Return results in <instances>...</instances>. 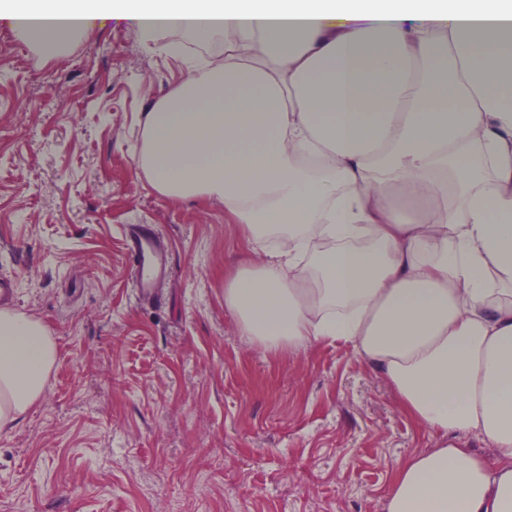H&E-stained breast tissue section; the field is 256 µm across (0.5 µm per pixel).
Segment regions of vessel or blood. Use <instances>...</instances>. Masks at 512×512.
I'll list each match as a JSON object with an SVG mask.
<instances>
[{
  "instance_id": "1",
  "label": "vessel or blood",
  "mask_w": 512,
  "mask_h": 512,
  "mask_svg": "<svg viewBox=\"0 0 512 512\" xmlns=\"http://www.w3.org/2000/svg\"><path fill=\"white\" fill-rule=\"evenodd\" d=\"M127 255L139 298L148 303L154 301L172 270L165 237L154 225H131L127 232Z\"/></svg>"
}]
</instances>
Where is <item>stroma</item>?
I'll return each instance as SVG.
<instances>
[{
  "instance_id": "obj_1",
  "label": "stroma",
  "mask_w": 512,
  "mask_h": 512,
  "mask_svg": "<svg viewBox=\"0 0 512 512\" xmlns=\"http://www.w3.org/2000/svg\"><path fill=\"white\" fill-rule=\"evenodd\" d=\"M0 50V275L58 348L43 401L0 432V512H383L396 463L437 438L348 346L243 340L224 307L242 225L135 170L143 112L223 54L117 18L59 53L0 27ZM131 224L170 248L155 304Z\"/></svg>"
}]
</instances>
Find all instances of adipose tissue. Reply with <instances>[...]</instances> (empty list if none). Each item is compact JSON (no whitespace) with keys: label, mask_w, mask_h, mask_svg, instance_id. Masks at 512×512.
I'll return each mask as SVG.
<instances>
[{"label":"adipose tissue","mask_w":512,"mask_h":512,"mask_svg":"<svg viewBox=\"0 0 512 512\" xmlns=\"http://www.w3.org/2000/svg\"><path fill=\"white\" fill-rule=\"evenodd\" d=\"M115 17L224 36L222 68L144 112L135 167L243 225L240 335L350 346L439 438L396 465L384 512H512V0H0L43 43ZM57 356L0 309V430Z\"/></svg>","instance_id":"adipose-tissue-1"}]
</instances>
